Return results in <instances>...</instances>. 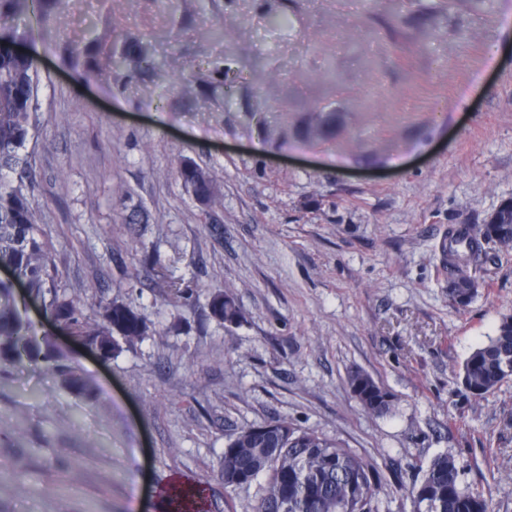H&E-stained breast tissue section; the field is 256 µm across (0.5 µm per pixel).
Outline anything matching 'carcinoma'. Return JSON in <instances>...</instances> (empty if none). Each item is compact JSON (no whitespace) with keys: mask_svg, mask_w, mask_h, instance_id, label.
I'll list each match as a JSON object with an SVG mask.
<instances>
[{"mask_svg":"<svg viewBox=\"0 0 512 512\" xmlns=\"http://www.w3.org/2000/svg\"><path fill=\"white\" fill-rule=\"evenodd\" d=\"M69 0H0V266L11 270L41 301L58 326L85 337L110 360L150 334L138 311L115 301L101 303L92 316L84 304L58 285L60 272L50 255L47 232L29 201L31 174L24 153L38 93L37 65L18 43L48 33L49 22L67 10ZM67 58L77 63L92 56L107 68H155L142 41L115 36L107 41L90 34L67 44ZM177 176L202 213L211 216L218 189L210 173L188 157ZM493 243L512 251V199L501 202L481 224L448 228V298L468 306L480 285L470 266ZM208 317L226 327L240 323L242 312L223 290L209 294ZM31 366L55 371L85 396L93 397L76 370L63 362L51 337L37 331L20 309L12 286L0 282V367ZM459 378L475 398L512 379V314H504L493 336L477 346L460 367ZM350 391L368 413L387 416L395 410L393 394L370 374L348 375ZM267 435L243 428L226 442L216 476L224 488H256L251 512H376L377 488L369 463L342 442L316 430L278 419L266 424ZM291 435L283 441L282 428ZM414 512H492L481 492L462 484L455 459L434 457L412 487Z\"/></svg>","mask_w":512,"mask_h":512,"instance_id":"1","label":"carcinoma"}]
</instances>
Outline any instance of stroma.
I'll return each mask as SVG.
<instances>
[{
    "label": "stroma",
    "instance_id": "obj_1",
    "mask_svg": "<svg viewBox=\"0 0 512 512\" xmlns=\"http://www.w3.org/2000/svg\"><path fill=\"white\" fill-rule=\"evenodd\" d=\"M89 28L142 39L159 70L69 66L63 37ZM23 48L30 202L61 285L151 333L105 361L30 304L95 396L0 371V512H163L176 483L205 512H250L214 471L229 435L273 419L362 455L378 512H413L439 453L512 512V380L478 400L457 375L512 313V254L474 268L458 309L438 249L512 198V0H71ZM183 155L221 189L216 232ZM171 281L193 297L173 302ZM224 287L231 328L204 309ZM356 369L392 415L363 410ZM347 383L353 396L368 413L380 417L394 412L393 394L370 374L361 370L352 371Z\"/></svg>",
    "mask_w": 512,
    "mask_h": 512
}]
</instances>
